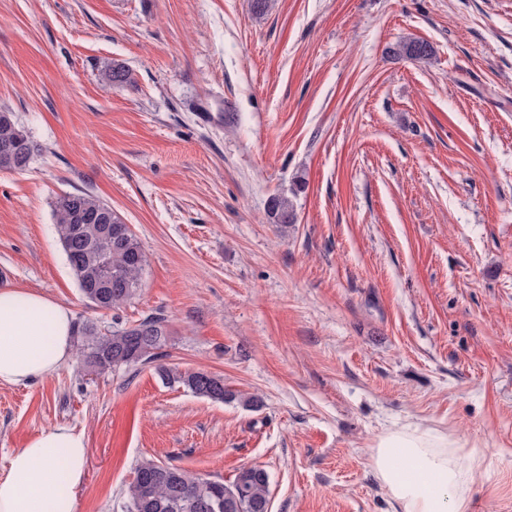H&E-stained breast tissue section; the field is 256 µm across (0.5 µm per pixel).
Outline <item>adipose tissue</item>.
<instances>
[{
	"instance_id": "adipose-tissue-1",
	"label": "adipose tissue",
	"mask_w": 512,
	"mask_h": 512,
	"mask_svg": "<svg viewBox=\"0 0 512 512\" xmlns=\"http://www.w3.org/2000/svg\"><path fill=\"white\" fill-rule=\"evenodd\" d=\"M73 345L65 305L34 291L0 289V384L54 375L72 360ZM89 453L73 428L41 431L0 470V512H76ZM372 464L396 512H472L482 459L446 434L420 425L387 431L375 440Z\"/></svg>"
}]
</instances>
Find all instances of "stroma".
I'll list each match as a JSON object with an SVG mask.
<instances>
[{"label": "stroma", "mask_w": 512, "mask_h": 512, "mask_svg": "<svg viewBox=\"0 0 512 512\" xmlns=\"http://www.w3.org/2000/svg\"><path fill=\"white\" fill-rule=\"evenodd\" d=\"M409 39L434 58L394 57ZM0 108L41 148L0 170V288L106 327L164 313L163 364L235 395L74 360L0 384V468L62 425L90 448L77 512H124L146 457L264 468L270 512H395L372 447L424 425L482 453L473 512H512V0H272L260 21L250 0H0ZM76 192L148 255L120 308L88 305L57 237ZM268 214L273 224L288 227L296 224L297 213L293 201L285 195H275L268 203ZM164 379L178 382L197 397L213 402L233 400L235 395L224 387V380L204 371L173 373L162 364L156 365Z\"/></svg>", "instance_id": "1"}]
</instances>
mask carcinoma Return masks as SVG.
I'll list each match as a JSON object with an SVG mask.
<instances>
[{"instance_id": "1", "label": "carcinoma", "mask_w": 512, "mask_h": 512, "mask_svg": "<svg viewBox=\"0 0 512 512\" xmlns=\"http://www.w3.org/2000/svg\"><path fill=\"white\" fill-rule=\"evenodd\" d=\"M393 53L418 62L434 56L424 40L401 42ZM114 87L131 83V72L114 65L102 73ZM38 145L17 122L0 109V169L23 170ZM272 223H296L293 201L275 195L268 203ZM53 217L64 250L84 298L100 309H114L133 300L148 263L142 242L112 207L85 193H65L53 204ZM170 341L167 317L151 314L128 327L102 328L91 321L74 323V347L83 364L98 374L156 364L161 376L182 384L194 395L213 402L235 399L224 379L204 371L174 373L158 363ZM126 512H269V475L266 470L243 467L234 480L204 478L184 468L143 459L126 492Z\"/></svg>"}]
</instances>
